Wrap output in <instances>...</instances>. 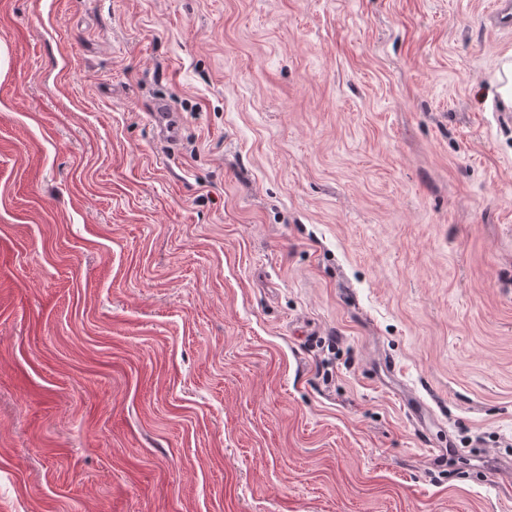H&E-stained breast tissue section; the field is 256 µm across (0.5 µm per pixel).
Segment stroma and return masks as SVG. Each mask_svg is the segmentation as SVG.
<instances>
[{"label": "stroma", "instance_id": "1", "mask_svg": "<svg viewBox=\"0 0 512 512\" xmlns=\"http://www.w3.org/2000/svg\"><path fill=\"white\" fill-rule=\"evenodd\" d=\"M489 2L0 0V512H512Z\"/></svg>", "mask_w": 512, "mask_h": 512}]
</instances>
